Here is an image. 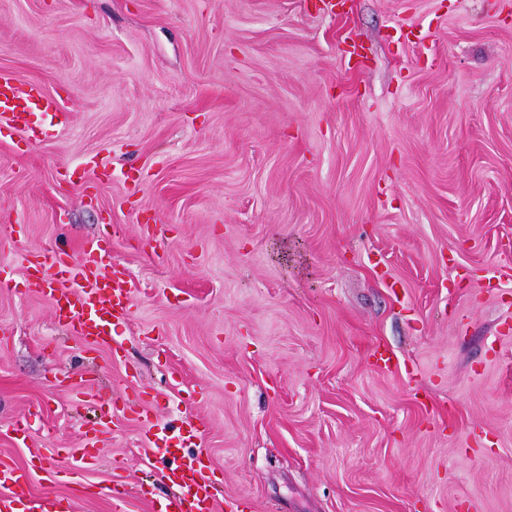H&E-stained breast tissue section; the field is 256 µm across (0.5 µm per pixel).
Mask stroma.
<instances>
[{
	"instance_id": "obj_1",
	"label": "stroma",
	"mask_w": 512,
	"mask_h": 512,
	"mask_svg": "<svg viewBox=\"0 0 512 512\" xmlns=\"http://www.w3.org/2000/svg\"><path fill=\"white\" fill-rule=\"evenodd\" d=\"M1 76L68 113L0 130V459L32 495L152 512L144 413L200 427L216 512H512V0H0ZM89 241L133 283L113 350L22 285Z\"/></svg>"
}]
</instances>
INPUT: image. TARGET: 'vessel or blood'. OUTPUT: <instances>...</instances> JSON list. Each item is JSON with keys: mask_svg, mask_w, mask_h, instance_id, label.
<instances>
[{"mask_svg": "<svg viewBox=\"0 0 512 512\" xmlns=\"http://www.w3.org/2000/svg\"><path fill=\"white\" fill-rule=\"evenodd\" d=\"M37 113L57 119L63 111L59 101L40 86L0 78V123L25 129L30 116ZM83 254L82 263L77 265L71 263L64 248L29 262L25 284L38 292L51 288L57 321L82 338L108 345L112 342V324L129 312L130 276L125 268L113 263L111 251L99 244H85ZM60 280L68 281V288H57ZM198 436V428H189L187 434L178 435L176 443L163 448V455L173 461L168 479L179 492L158 512H215V487L205 476L207 460L203 453L189 451ZM27 487L22 475L0 461V512H72L70 499L47 496L36 500L29 496Z\"/></svg>", "mask_w": 512, "mask_h": 512, "instance_id": "vessel-or-blood-1", "label": "vessel or blood"}]
</instances>
